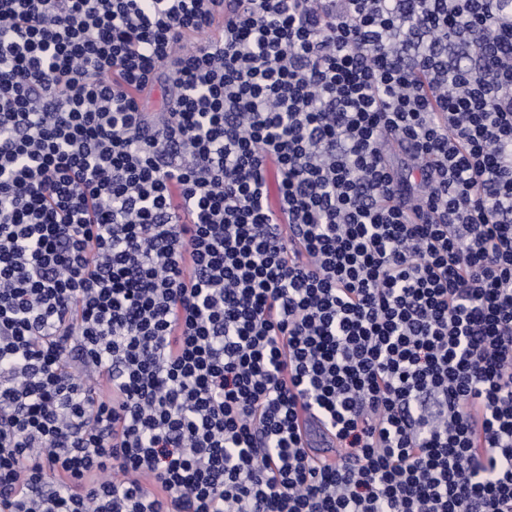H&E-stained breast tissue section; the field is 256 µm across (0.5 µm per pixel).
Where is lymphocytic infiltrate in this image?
<instances>
[{
  "instance_id": "obj_1",
  "label": "lymphocytic infiltrate",
  "mask_w": 512,
  "mask_h": 512,
  "mask_svg": "<svg viewBox=\"0 0 512 512\" xmlns=\"http://www.w3.org/2000/svg\"><path fill=\"white\" fill-rule=\"evenodd\" d=\"M0 512H512V0H0Z\"/></svg>"
}]
</instances>
